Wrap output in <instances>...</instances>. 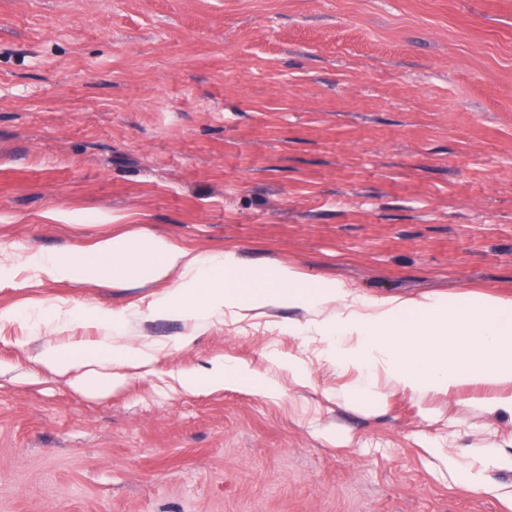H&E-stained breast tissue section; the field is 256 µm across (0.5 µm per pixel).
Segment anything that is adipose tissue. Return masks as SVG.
Listing matches in <instances>:
<instances>
[{"mask_svg":"<svg viewBox=\"0 0 512 512\" xmlns=\"http://www.w3.org/2000/svg\"><path fill=\"white\" fill-rule=\"evenodd\" d=\"M23 264L38 276L75 281L130 276L159 281L183 269L186 282L155 307L162 315L190 312L203 319L223 307L244 310L279 303L322 314L316 329L330 341L332 361L364 375L355 390L359 397L379 368L413 392L448 391L465 383L512 385L511 299L471 293L428 301L367 297L333 279L308 281L281 265L250 274L233 254L192 255L153 235L105 238L87 252L31 255ZM151 359L147 350L105 339L48 345L35 356L51 374L74 377L81 389L93 391L110 390L123 381V367ZM102 364L110 365V372H99ZM207 380L216 387L240 383L266 396L277 389L246 362L221 356L213 359Z\"/></svg>","mask_w":512,"mask_h":512,"instance_id":"ef3b65f1","label":"adipose tissue"}]
</instances>
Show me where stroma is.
Segmentation results:
<instances>
[{"label":"stroma","instance_id":"obj_1","mask_svg":"<svg viewBox=\"0 0 512 512\" xmlns=\"http://www.w3.org/2000/svg\"><path fill=\"white\" fill-rule=\"evenodd\" d=\"M122 234L367 296L512 299V0H0V311L125 315L0 324V512H512V466L484 493L433 454L512 455V413L483 406L511 387L414 394L380 368L356 398L301 308L164 317L180 271L21 265ZM105 333L153 354L111 395L33 361ZM217 356L277 394L178 387ZM61 317L65 320L64 327L67 324H83L87 322L95 323L102 327H112V324L117 323V321H123L121 316L88 304H76L66 309L51 306L43 309L40 314L41 321H55Z\"/></svg>","mask_w":512,"mask_h":512}]
</instances>
